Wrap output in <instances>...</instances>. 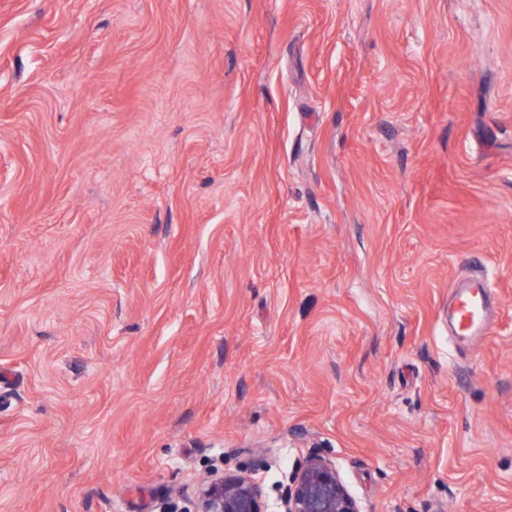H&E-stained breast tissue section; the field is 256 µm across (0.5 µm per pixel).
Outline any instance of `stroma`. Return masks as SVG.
Instances as JSON below:
<instances>
[{"label": "stroma", "mask_w": 512, "mask_h": 512, "mask_svg": "<svg viewBox=\"0 0 512 512\" xmlns=\"http://www.w3.org/2000/svg\"><path fill=\"white\" fill-rule=\"evenodd\" d=\"M314 453L512 512V0H0V512ZM488 288L485 279L471 277L457 287L454 304L448 309L453 336L469 347L486 336L491 327Z\"/></svg>", "instance_id": "stroma-1"}]
</instances>
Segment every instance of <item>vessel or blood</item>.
Masks as SVG:
<instances>
[{"mask_svg": "<svg viewBox=\"0 0 512 512\" xmlns=\"http://www.w3.org/2000/svg\"><path fill=\"white\" fill-rule=\"evenodd\" d=\"M488 288L485 279L473 277L456 289L455 301L448 310V321L453 336L462 344L475 345L491 327Z\"/></svg>", "mask_w": 512, "mask_h": 512, "instance_id": "b4317fda", "label": "vessel or blood"}]
</instances>
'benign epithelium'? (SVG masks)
Returning <instances> with one entry per match:
<instances>
[{
	"label": "benign epithelium",
	"mask_w": 512,
	"mask_h": 512,
	"mask_svg": "<svg viewBox=\"0 0 512 512\" xmlns=\"http://www.w3.org/2000/svg\"><path fill=\"white\" fill-rule=\"evenodd\" d=\"M283 512H361L335 466L312 456L294 473L282 496ZM196 512H267L265 493L253 477L224 474L209 480Z\"/></svg>",
	"instance_id": "7a95c632"
}]
</instances>
